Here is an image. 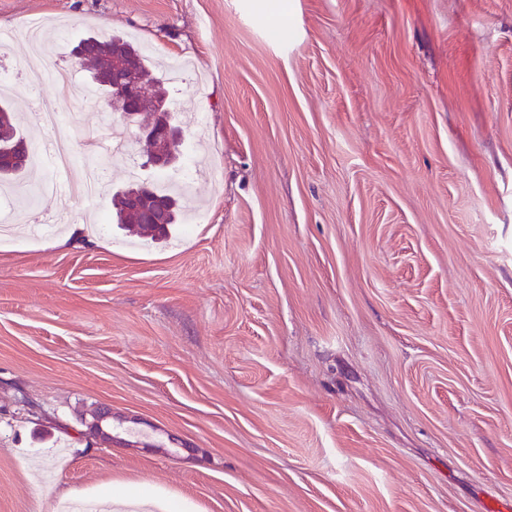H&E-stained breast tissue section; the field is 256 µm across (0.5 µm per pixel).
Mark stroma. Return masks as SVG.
<instances>
[{"label":"stroma","instance_id":"stroma-1","mask_svg":"<svg viewBox=\"0 0 512 512\" xmlns=\"http://www.w3.org/2000/svg\"><path fill=\"white\" fill-rule=\"evenodd\" d=\"M58 28L185 59L168 95L212 183L201 224L145 245L96 226L128 166L87 152L88 73L43 97L73 117L96 206L78 231L0 244V512H484L512 503V0H0V29ZM0 47V94L48 136ZM112 412V442L84 423ZM131 507V508H128ZM113 512H180L171 502L159 503L151 497L132 498L119 491L112 494Z\"/></svg>","mask_w":512,"mask_h":512}]
</instances>
